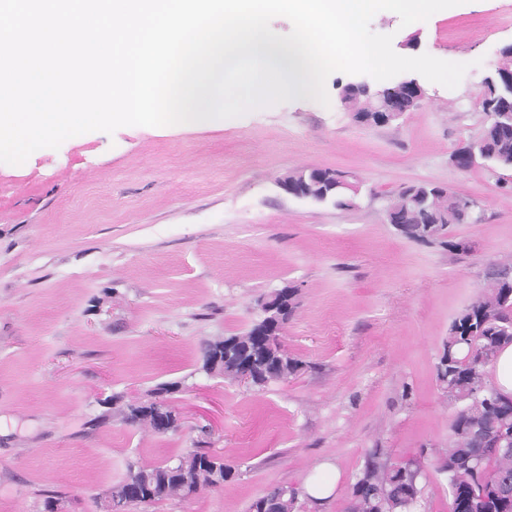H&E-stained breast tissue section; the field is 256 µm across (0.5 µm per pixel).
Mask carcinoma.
<instances>
[{
	"instance_id": "carcinoma-1",
	"label": "carcinoma",
	"mask_w": 512,
	"mask_h": 512,
	"mask_svg": "<svg viewBox=\"0 0 512 512\" xmlns=\"http://www.w3.org/2000/svg\"><path fill=\"white\" fill-rule=\"evenodd\" d=\"M488 101L494 103V118L483 128L479 160L500 169H512V89L494 81L488 85ZM325 169L313 177L308 170L286 175L288 183L298 184L302 196L315 203H332L351 208L356 196L332 187ZM435 197L440 210L448 214L445 224H427L421 208L409 202L412 195ZM388 221L399 224V234L421 243H438L454 248L450 228L461 223V214L437 193L431 183H416L397 190L386 206ZM254 327L207 342L202 348V368L217 349L228 342L252 343ZM512 343V279L489 281L479 296L463 308L451 322L443 344L436 376L444 389L450 410L448 446L438 452L437 471L448 483L452 512H512V494L505 488L512 484V397L499 393L488 380V367L499 349ZM259 353L279 364L276 373L262 376L256 384L283 381L302 368V362L289 356L281 340L271 336L260 344ZM170 384L158 385L153 393L155 408L174 413L164 394ZM127 424L151 428V415L136 405L123 410ZM424 468L420 460L385 467L374 462L356 476L345 512H417L420 500L418 478ZM231 473L224 457L202 448L178 457L174 464L129 469L125 481L135 483L151 495L134 498L128 506L148 507L159 501L186 498L203 488H220ZM281 498L282 510L293 512L298 497L294 489L274 488L257 498L249 512H260L265 500Z\"/></svg>"
}]
</instances>
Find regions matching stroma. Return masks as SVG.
<instances>
[{
  "label": "stroma",
  "mask_w": 512,
  "mask_h": 512,
  "mask_svg": "<svg viewBox=\"0 0 512 512\" xmlns=\"http://www.w3.org/2000/svg\"><path fill=\"white\" fill-rule=\"evenodd\" d=\"M418 53L461 55L456 88L425 95L387 125L356 122L326 81L306 98L224 124L124 126L0 163V512H101L133 466L196 448L234 468L224 487L146 512H248L274 486L297 489L295 512H345L369 455L391 465L435 458L449 410L435 366L458 312L491 263L512 261V170H458L452 151L477 141L472 101L512 45V0H465L401 26ZM329 168L359 181L355 208L317 205L277 185ZM431 182L477 202V223L451 246L414 242L384 220L401 186ZM297 308L282 340L304 367L258 387L202 371V341L238 333L259 299L284 286ZM177 383L179 431L127 425L122 403ZM336 478L323 504L305 486Z\"/></svg>",
  "instance_id": "1"
}]
</instances>
